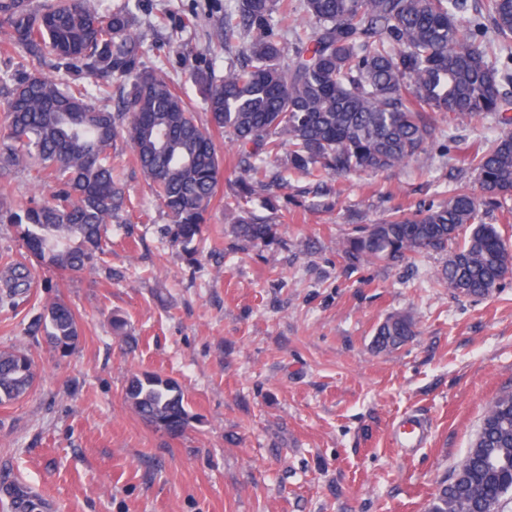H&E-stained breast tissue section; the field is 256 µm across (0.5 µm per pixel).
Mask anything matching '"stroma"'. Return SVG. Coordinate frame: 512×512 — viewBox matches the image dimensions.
Wrapping results in <instances>:
<instances>
[{
	"label": "stroma",
	"mask_w": 512,
	"mask_h": 512,
	"mask_svg": "<svg viewBox=\"0 0 512 512\" xmlns=\"http://www.w3.org/2000/svg\"><path fill=\"white\" fill-rule=\"evenodd\" d=\"M144 63L208 114L194 72L238 58L214 24L229 0H147ZM436 132L406 164L319 179L288 171L248 207L274 218L280 239L251 247L231 235L224 202L243 172L232 139L214 133L223 177L195 256L171 247L170 218L147 188L130 145L112 165L128 205L92 269L34 267L16 303L0 302V350L23 348L38 377L0 405V482L22 480L50 512H426L457 473L487 407L512 392V274L482 297L438 285L446 253L354 264L339 242L368 224L438 205L465 183L468 158L503 129L492 115ZM79 316L68 355L38 317L55 299ZM415 320L390 352L373 338L389 315ZM127 320L129 338L112 333ZM176 380L194 421L156 431L124 399L127 379ZM419 415L421 447L392 438Z\"/></svg>",
	"instance_id": "1"
}]
</instances>
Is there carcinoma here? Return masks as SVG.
Instances as JSON below:
<instances>
[{"instance_id": "obj_1", "label": "carcinoma", "mask_w": 512, "mask_h": 512, "mask_svg": "<svg viewBox=\"0 0 512 512\" xmlns=\"http://www.w3.org/2000/svg\"><path fill=\"white\" fill-rule=\"evenodd\" d=\"M276 0H235L219 35L245 39L244 62L216 79L195 73L209 112L200 126L191 105L162 72L143 63L137 33L144 0L102 12L88 0H59L36 8L26 0H0L9 45L32 57L48 47L56 79L25 62L0 72L7 125L0 130L3 168L35 171L46 191L16 204L0 194V223L20 230L38 266L74 272L93 266L107 246L108 224L126 208V191L112 176V143L131 144L143 177L172 224L170 242L195 250L217 192L222 162L211 131L232 136L248 166L247 193L277 185L269 165L288 146V168L308 175L379 172L420 153L433 136L429 113L460 122L494 113L509 125L512 69L491 64L495 51H512V0H482L477 17L458 16L463 0H302L312 31L286 52L288 27L270 17ZM121 82V112L93 103ZM481 193L459 186L436 207L368 224L348 237L341 252L353 263L401 259L424 249L448 251L439 284L481 296L506 275L512 252L489 208L512 196V132L473 155ZM232 233L266 245L278 225L236 207ZM54 348L73 350L80 336L76 312L64 301L44 316ZM414 333L409 314L388 316L377 328L378 352L398 348ZM36 365L22 348L0 351V404L32 388ZM125 400L155 430L181 435L194 419L181 387L155 373L128 379ZM512 392L488 407L458 472L439 484L428 512H501L512 494ZM11 512H42L46 503L20 482H0Z\"/></svg>"}]
</instances>
